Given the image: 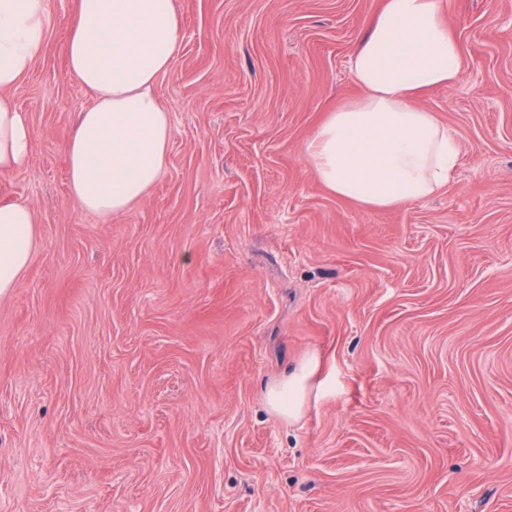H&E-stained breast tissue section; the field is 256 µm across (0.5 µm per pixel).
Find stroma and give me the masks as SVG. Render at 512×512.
<instances>
[{"mask_svg":"<svg viewBox=\"0 0 512 512\" xmlns=\"http://www.w3.org/2000/svg\"><path fill=\"white\" fill-rule=\"evenodd\" d=\"M381 3L178 0L165 170L103 218L70 197L91 98L49 0L11 93L36 148L0 176L40 219L0 299V512H512V0H442L465 67L418 103L456 175L368 211L303 147ZM312 351L323 396L283 422L263 391Z\"/></svg>","mask_w":512,"mask_h":512,"instance_id":"obj_1","label":"stroma"}]
</instances>
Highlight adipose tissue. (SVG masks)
I'll list each match as a JSON object with an SVG mask.
<instances>
[{"instance_id":"ef3b65f1","label":"adipose tissue","mask_w":512,"mask_h":512,"mask_svg":"<svg viewBox=\"0 0 512 512\" xmlns=\"http://www.w3.org/2000/svg\"><path fill=\"white\" fill-rule=\"evenodd\" d=\"M47 0H0V174L25 168L35 135L12 90L42 51ZM182 40L177 0H77L68 73L90 93L64 144L70 195L104 218L126 213L161 177L171 118L156 93ZM464 56L440 0H383L351 59L360 87L329 112L304 147L337 198L382 210L433 196L453 180L460 146L417 96L454 85ZM39 217L28 203L0 202V298L31 261ZM322 359L307 355L266 387L269 412L295 423L316 405Z\"/></svg>"}]
</instances>
